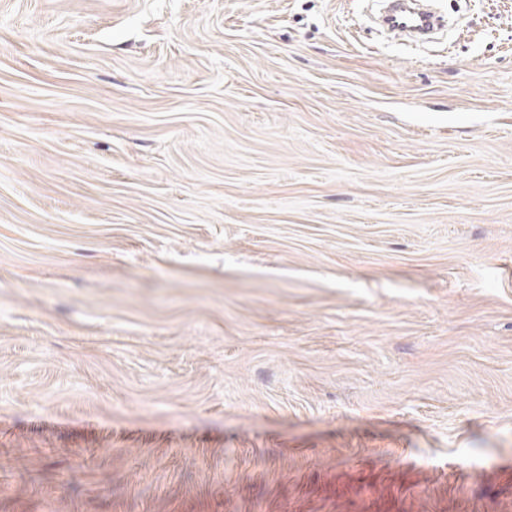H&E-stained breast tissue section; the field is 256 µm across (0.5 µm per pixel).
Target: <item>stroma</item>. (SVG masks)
Here are the masks:
<instances>
[{"mask_svg":"<svg viewBox=\"0 0 512 512\" xmlns=\"http://www.w3.org/2000/svg\"><path fill=\"white\" fill-rule=\"evenodd\" d=\"M0 0V512H512V0Z\"/></svg>","mask_w":512,"mask_h":512,"instance_id":"stroma-1","label":"stroma"}]
</instances>
